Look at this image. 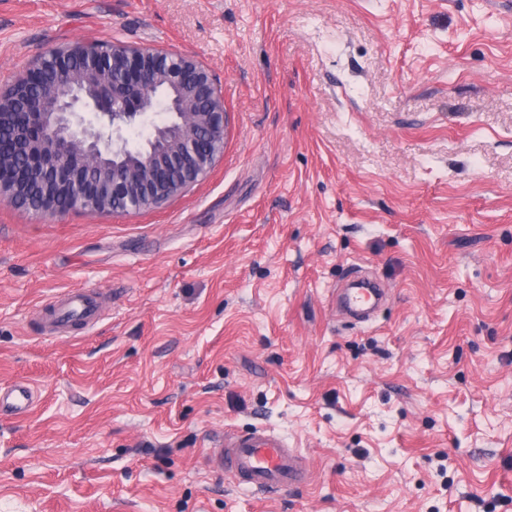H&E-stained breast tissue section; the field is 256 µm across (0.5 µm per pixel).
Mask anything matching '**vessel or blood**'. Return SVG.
I'll use <instances>...</instances> for the list:
<instances>
[{
	"label": "vessel or blood",
	"mask_w": 512,
	"mask_h": 512,
	"mask_svg": "<svg viewBox=\"0 0 512 512\" xmlns=\"http://www.w3.org/2000/svg\"><path fill=\"white\" fill-rule=\"evenodd\" d=\"M44 307L50 314L49 328L53 331L76 324L91 327L101 317L93 291L85 288L50 299ZM34 402V391L27 383L19 382L0 392V407H11L17 414L30 411ZM217 456L242 485L262 494L300 485L305 478L300 457L278 435L263 428L226 436Z\"/></svg>",
	"instance_id": "1"
}]
</instances>
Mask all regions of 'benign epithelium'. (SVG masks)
Wrapping results in <instances>:
<instances>
[{
	"mask_svg": "<svg viewBox=\"0 0 512 512\" xmlns=\"http://www.w3.org/2000/svg\"><path fill=\"white\" fill-rule=\"evenodd\" d=\"M96 42L51 49L52 66L25 71L0 91V129L13 150L0 151V200L26 203L27 177L37 179L31 212L62 216L72 209L137 213L159 209L203 180L224 154L226 110L210 70L195 57L115 43L112 69L77 72ZM38 85L39 95L16 117L7 112L15 88ZM97 184L86 200L85 179Z\"/></svg>",
	"mask_w": 512,
	"mask_h": 512,
	"instance_id": "7a95c632",
	"label": "benign epithelium"
}]
</instances>
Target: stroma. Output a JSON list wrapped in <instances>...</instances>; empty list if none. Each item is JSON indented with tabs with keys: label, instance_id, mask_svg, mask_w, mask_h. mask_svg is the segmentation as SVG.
Returning a JSON list of instances; mask_svg holds the SVG:
<instances>
[{
	"label": "stroma",
	"instance_id": "obj_1",
	"mask_svg": "<svg viewBox=\"0 0 512 512\" xmlns=\"http://www.w3.org/2000/svg\"><path fill=\"white\" fill-rule=\"evenodd\" d=\"M77 40L201 61L224 155L156 211L0 201V512H512V0H0V90ZM256 427L306 483L218 467ZM50 315L49 330L61 331L76 324L93 327L101 317L99 304L91 289L75 288L43 304ZM35 402L33 388L29 383H16L5 393L0 391V407H11L14 414L30 411Z\"/></svg>",
	"mask_w": 512,
	"mask_h": 512
}]
</instances>
